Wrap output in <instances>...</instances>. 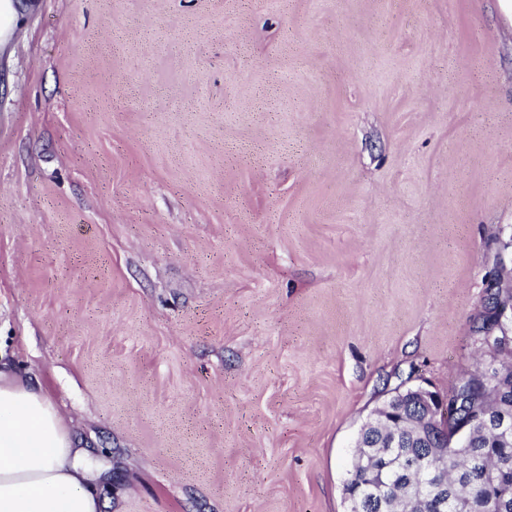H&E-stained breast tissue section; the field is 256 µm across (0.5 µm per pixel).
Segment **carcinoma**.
Here are the masks:
<instances>
[{
	"mask_svg": "<svg viewBox=\"0 0 512 512\" xmlns=\"http://www.w3.org/2000/svg\"><path fill=\"white\" fill-rule=\"evenodd\" d=\"M512 289L498 288L487 298L474 342L498 369L462 376L450 391L458 404L448 420V470L422 448H399L379 458L378 448H358L343 485L344 498L363 493L384 499L387 512H512V437L478 423L496 414L512 421Z\"/></svg>",
	"mask_w": 512,
	"mask_h": 512,
	"instance_id": "cac0c4a2",
	"label": "carcinoma"
}]
</instances>
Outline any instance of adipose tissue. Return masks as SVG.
<instances>
[{
  "label": "adipose tissue",
  "instance_id": "1",
  "mask_svg": "<svg viewBox=\"0 0 512 512\" xmlns=\"http://www.w3.org/2000/svg\"><path fill=\"white\" fill-rule=\"evenodd\" d=\"M84 454L47 393L0 364V512H101Z\"/></svg>",
  "mask_w": 512,
  "mask_h": 512
}]
</instances>
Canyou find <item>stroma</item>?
<instances>
[{"label": "stroma", "instance_id": "1", "mask_svg": "<svg viewBox=\"0 0 512 512\" xmlns=\"http://www.w3.org/2000/svg\"><path fill=\"white\" fill-rule=\"evenodd\" d=\"M0 46V352L103 512H344L512 288L500 0H34Z\"/></svg>", "mask_w": 512, "mask_h": 512}]
</instances>
